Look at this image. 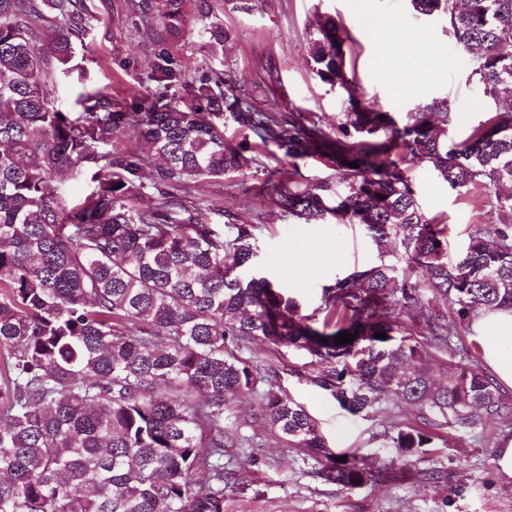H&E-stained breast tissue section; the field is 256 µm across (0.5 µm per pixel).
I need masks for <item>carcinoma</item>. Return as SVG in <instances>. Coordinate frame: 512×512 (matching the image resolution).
I'll return each instance as SVG.
<instances>
[{
  "mask_svg": "<svg viewBox=\"0 0 512 512\" xmlns=\"http://www.w3.org/2000/svg\"><path fill=\"white\" fill-rule=\"evenodd\" d=\"M210 0H127L129 11L178 43L189 18ZM420 14L442 12L456 45L475 62L484 94L512 98V0H411ZM53 14L55 33L34 21ZM82 0H0V512H224V489L241 480L234 448L247 438L225 425L241 398L261 397L260 425L289 448L310 449L316 475L348 487L389 478L353 456L329 452L318 423L294 399L258 384L285 372L329 394L352 414L400 401L418 410L384 431L388 447L418 457L445 430L512 422V395L458 329L482 314L512 309V202L498 224H477L461 253L448 251V225L418 202L406 165L425 162L452 189L489 190L512 182V109L496 113L460 142H448L444 101L402 128L387 112L350 101L337 136L294 112L244 106L229 73L189 82L160 54L150 79L184 88L178 103L145 98L134 112L98 91L70 118L45 84L75 70ZM346 37L318 21L310 54L323 82L350 90ZM292 166L307 157L336 168L339 192L325 182L293 190L279 180L275 204L320 224H358L373 242L395 244L379 263L324 289L321 326L265 277L246 278L254 227L220 237L197 222L173 190L222 177L252 161L224 138V113ZM126 130L163 162L171 191L153 210L126 200L144 192V159L112 154ZM358 163L352 168L350 164ZM92 164V192L70 207L62 182ZM448 310L421 311L422 291ZM349 332L354 340L335 343ZM386 334L384 338L376 333ZM256 340L277 363L258 372L244 355ZM299 352L302 363L282 349ZM454 366L434 386L438 354Z\"/></svg>",
  "mask_w": 512,
  "mask_h": 512,
  "instance_id": "1",
  "label": "carcinoma"
}]
</instances>
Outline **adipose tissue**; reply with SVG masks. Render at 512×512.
Masks as SVG:
<instances>
[{"label": "adipose tissue", "mask_w": 512, "mask_h": 512, "mask_svg": "<svg viewBox=\"0 0 512 512\" xmlns=\"http://www.w3.org/2000/svg\"><path fill=\"white\" fill-rule=\"evenodd\" d=\"M473 330L484 362L499 382L512 388V310H496L475 320Z\"/></svg>", "instance_id": "1"}]
</instances>
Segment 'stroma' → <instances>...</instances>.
Listing matches in <instances>:
<instances>
[{"instance_id":"35a3bbf8","label":"stroma","mask_w":512,"mask_h":512,"mask_svg":"<svg viewBox=\"0 0 512 512\" xmlns=\"http://www.w3.org/2000/svg\"><path fill=\"white\" fill-rule=\"evenodd\" d=\"M84 2L88 31L76 46L79 72L46 86L61 112L80 111L82 96L98 90L133 109L141 97L156 93L148 75L162 52L187 80L207 77L215 69L232 72L242 101L313 117L331 134L338 132L352 95L361 103L379 105L400 126L411 123L432 100H445L452 117L447 135L456 142L504 108L502 98L483 94L474 83L472 63L456 47L447 18L418 14L410 0H250L247 12L235 9L231 0H216L212 12L196 17L173 49L127 12L125 0ZM322 16L334 18L348 35L349 88L321 82L313 72L310 39ZM214 23L229 32L223 53L217 55L203 33ZM399 32L409 34V42L397 43ZM112 150L146 160L147 188L128 200V207L140 211L161 204L154 187L158 162L148 144L125 131L113 138ZM255 156L241 172L186 183L177 194L224 237L233 235L234 225H254V272L296 297L303 313H312L321 306L326 286L378 263L381 250L359 225L307 224L279 212L273 204V171L279 163L263 148ZM409 177L427 215L447 225L453 253L467 246L473 225L497 223L498 199L512 195V183L458 192L424 163L413 164ZM272 389L304 404L331 452L358 453L367 464L386 467L391 477L354 488L315 477L309 450L280 446L260 425L256 401L247 399L237 402L233 412L255 445L240 455L246 486L224 491L226 512H512V482L498 476L495 448L476 437L450 438L420 462L400 461L386 448L383 432L392 422L413 418L404 404L366 417L349 413L294 376L281 375ZM428 470L439 471L440 480L425 479Z\"/></svg>"}]
</instances>
